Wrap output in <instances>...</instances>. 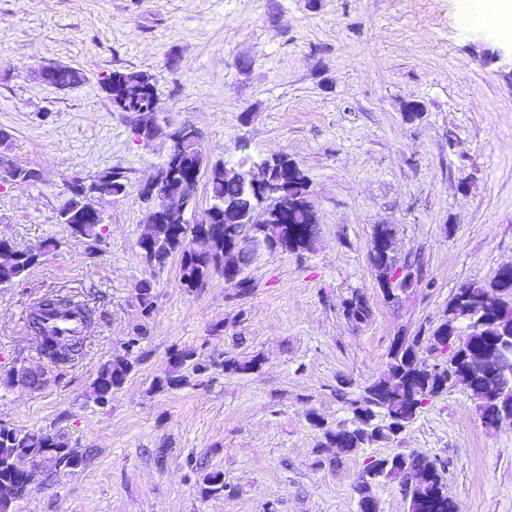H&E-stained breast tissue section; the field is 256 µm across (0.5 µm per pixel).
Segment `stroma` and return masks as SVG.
Here are the masks:
<instances>
[{
    "label": "stroma",
    "instance_id": "35a3bbf8",
    "mask_svg": "<svg viewBox=\"0 0 512 512\" xmlns=\"http://www.w3.org/2000/svg\"><path fill=\"white\" fill-rule=\"evenodd\" d=\"M47 62L84 83L42 82ZM511 64L512 41L464 27L456 0H0V157L40 174L0 186V237L58 242L0 289V422L88 453L37 479L15 512H357L364 460L397 451L446 462L459 512H512V421L486 426L461 387L433 397L398 438L354 453L320 447L307 419L349 423L339 380L359 392L398 338L430 335L463 283L512 263ZM131 70L157 80L149 142L100 89ZM183 124L199 131L205 166L285 154L310 180L313 249L258 251L246 296L218 274L185 290L178 258L154 270L139 255L150 211L140 187ZM111 170L127 188L101 201L92 250L59 212L71 178ZM384 224L424 278L391 306L370 259ZM144 278L157 303L140 356L97 405L92 382L122 354ZM50 292L94 311L83 357L65 368L37 353L27 325ZM355 293L372 310L361 324L344 314ZM177 348L209 370L200 384L157 389ZM253 358L250 372L222 368ZM15 367L39 382L8 379ZM216 471L220 496L205 491Z\"/></svg>",
    "mask_w": 512,
    "mask_h": 512
}]
</instances>
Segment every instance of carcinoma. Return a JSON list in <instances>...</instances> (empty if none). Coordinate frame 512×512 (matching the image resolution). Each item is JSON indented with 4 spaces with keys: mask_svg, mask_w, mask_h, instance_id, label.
<instances>
[{
    "mask_svg": "<svg viewBox=\"0 0 512 512\" xmlns=\"http://www.w3.org/2000/svg\"><path fill=\"white\" fill-rule=\"evenodd\" d=\"M84 75L78 70L60 65L50 82L55 88H75L83 84ZM102 90L120 112L128 113L134 131L139 137L149 140L156 136L158 128L151 124L147 131H142L140 115L150 111L155 98V83L146 71H114L100 83ZM175 150L182 155L188 166L202 169L204 158L200 149L198 130L184 125V136ZM228 172L221 164L212 166L208 173L210 206L206 208L200 220L190 222L183 214L173 220H158L148 217V227L139 238L137 246L143 261L152 268H162L169 258L179 255V275L181 286L188 289L202 288L207 284L212 273L224 267L230 260L227 249L240 247L246 251L247 258H252L254 251L262 247L269 252L279 249L290 251H309L318 237V231L311 229L304 215H299L295 224H277L270 217L259 215L253 224L224 222V209L234 207L238 202V189L227 182ZM240 176L243 181L259 180L273 184L278 197L287 202H295L310 195V182L305 173L286 155H276L256 162L242 159ZM95 196L116 197L126 192L125 176L119 171H108L90 179ZM69 199L60 211V223L74 238H79L89 247L100 242L104 224H78L75 213L85 204L82 180H74L67 185ZM197 184L184 181L172 172H166L158 188L159 197L175 202L183 199H195ZM58 246L56 241H48L38 248L19 251L14 261L0 264V288L13 285L24 276L40 257ZM136 308L140 314V323L133 328L131 336L124 342V354L117 355L103 363L92 383L91 399L99 404L109 403L112 395L125 384L134 368L131 354L140 348L148 331V321L156 306L155 284L151 279H142L136 285ZM499 304L500 323L512 327V280L493 279L489 282L472 281L462 285L448 303L446 321H454L461 326L470 323L472 315L487 303ZM69 309L78 313L82 321L91 322L92 310L85 304L73 300L67 295L47 294L30 311L28 327L30 331L41 336V351L51 356L54 351L46 343L49 336L41 326V317L49 311ZM344 312L350 317L356 316L366 320L371 309L359 294L348 299ZM480 335L477 332L461 341L448 343L445 336V324H440L429 337L430 348L448 354V360L430 365L421 357L422 336L410 338V343L402 344V354L390 355L386 370L376 380L363 387L362 392L351 397L344 388L338 389V396L348 406L352 414L350 422L352 431L344 434L327 426L323 417L316 412L307 413L311 425L322 433L323 448H339L346 453L358 451L367 444L387 440L385 434L378 438L367 436L368 429L362 427L361 416L376 425L392 422L404 430L414 422L421 409L428 401L438 395L439 389H448V385L460 386L470 390L472 383L468 376L460 375L448 381L449 363L465 352L479 349ZM194 351L176 349L171 354V362L164 376L156 379L159 389H177L190 384L183 370L192 367L194 375L201 377L210 366L193 362ZM476 405V411L485 425L496 420L500 406L496 403L480 400L470 394ZM65 443L60 438L43 432H33L9 424L0 423V484H11L21 480L28 473V467L35 459L39 463L51 462L56 467L72 465V459L64 451ZM396 454H389L372 459L363 465L361 474L366 476V484L371 485L388 479L391 475L386 464L393 461Z\"/></svg>",
    "mask_w": 512,
    "mask_h": 512,
    "instance_id": "cac0c4a2",
    "label": "carcinoma"
}]
</instances>
